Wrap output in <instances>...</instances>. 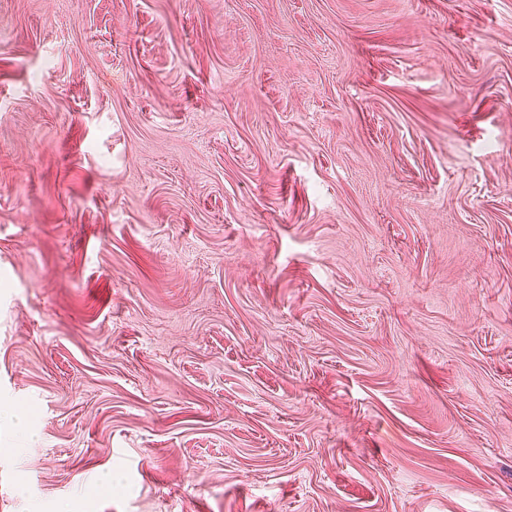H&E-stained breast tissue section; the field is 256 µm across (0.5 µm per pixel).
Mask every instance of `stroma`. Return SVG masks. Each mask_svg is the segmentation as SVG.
<instances>
[{"label":"stroma","instance_id":"stroma-1","mask_svg":"<svg viewBox=\"0 0 512 512\" xmlns=\"http://www.w3.org/2000/svg\"><path fill=\"white\" fill-rule=\"evenodd\" d=\"M0 512H512V0H0Z\"/></svg>","mask_w":512,"mask_h":512}]
</instances>
